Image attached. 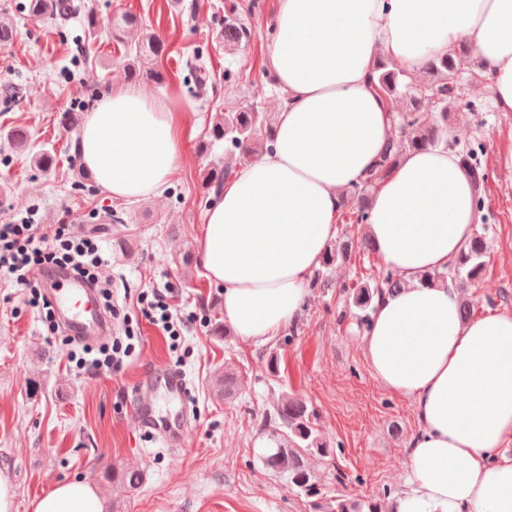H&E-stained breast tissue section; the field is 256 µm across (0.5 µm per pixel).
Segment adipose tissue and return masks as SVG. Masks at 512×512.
Instances as JSON below:
<instances>
[{"mask_svg":"<svg viewBox=\"0 0 512 512\" xmlns=\"http://www.w3.org/2000/svg\"><path fill=\"white\" fill-rule=\"evenodd\" d=\"M276 26L268 65L287 99L273 141L225 183L198 239L225 320L255 344L301 314L343 196L394 134L377 58L420 74L468 42L496 111L512 112V0H278ZM183 109L175 93L113 87L86 116L81 165L112 198L162 196L181 161ZM478 222L473 182L450 148L405 154L373 193L368 232L404 286L376 301L364 354L385 388L412 398L420 425L396 512H512V315L462 321L454 288L420 281L448 267ZM30 509L107 512L82 480L57 482Z\"/></svg>","mask_w":512,"mask_h":512,"instance_id":"adipose-tissue-1","label":"adipose tissue"}]
</instances>
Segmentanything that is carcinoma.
Instances as JSON below:
<instances>
[{
  "label": "carcinoma",
  "mask_w": 512,
  "mask_h": 512,
  "mask_svg": "<svg viewBox=\"0 0 512 512\" xmlns=\"http://www.w3.org/2000/svg\"><path fill=\"white\" fill-rule=\"evenodd\" d=\"M28 9L34 16L48 15L61 19L68 15L69 4L68 0H29ZM139 25V19L131 13L117 15L111 24L113 37L124 43L126 67L131 76L159 78L161 73L153 64L163 54L164 45L159 38L139 32ZM251 38L252 32L246 25L235 17L224 16V29L219 36L224 46H238L250 42ZM374 70L375 89L390 101L406 100L410 108L405 112L396 113L394 135L386 150L368 173L353 186V194L357 195V206L350 211L347 223L362 227L368 223V193L375 188L379 180L391 173L405 153L441 143L448 144V104L458 100L461 78L460 61L454 50L445 56L428 59L425 70L429 73L430 80L427 82L416 83L407 80V73L381 59L377 61ZM423 99L430 101L436 109V115L430 121L418 112V106ZM273 126L272 112H259L255 109L233 110L219 118V122L212 128L211 136L216 141H224L225 149L231 153H239V160L245 162L264 151L272 137ZM459 155L461 164L470 171L474 182L482 180L483 174L479 172L473 150L461 149ZM484 256L483 237L476 234L451 262L448 269L440 273H427L422 276L421 282L434 285L450 284L460 290L467 282L481 275L484 269ZM347 257L349 254L346 244L334 248L326 247L320 263L322 269L317 271V275L321 276L320 283L327 282L328 270ZM400 288L401 281L394 278L390 271L363 276L354 287L343 288L346 292V304L356 309L354 318L357 329L361 332L368 329L369 311L373 309L375 299L385 294H394ZM314 419L315 414L305 401L294 395H283L274 414V436L280 439V444L273 453L264 457L266 466L285 476L289 486L309 498L318 496L319 489L303 457L314 454L324 457L329 454V449L314 428ZM102 477L107 480L119 479L134 487L139 484L142 473L139 470L114 468L104 471ZM327 512L379 510L375 504L368 505L365 511L358 509L351 500L339 495Z\"/></svg>",
  "instance_id": "carcinoma-1"
}]
</instances>
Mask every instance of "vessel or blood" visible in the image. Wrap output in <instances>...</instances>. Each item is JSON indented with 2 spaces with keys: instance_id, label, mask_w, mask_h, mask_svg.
Here are the masks:
<instances>
[{
  "instance_id": "obj_1",
  "label": "vessel or blood",
  "mask_w": 512,
  "mask_h": 512,
  "mask_svg": "<svg viewBox=\"0 0 512 512\" xmlns=\"http://www.w3.org/2000/svg\"><path fill=\"white\" fill-rule=\"evenodd\" d=\"M50 280L49 296L69 334L86 341L109 334L110 324L84 281L63 270L53 272ZM161 393L188 401L191 392L185 374L167 366L154 368L149 381L138 384L132 392L133 420L137 428L153 432L175 452L184 446L187 430L184 424L159 416L157 396Z\"/></svg>"
}]
</instances>
